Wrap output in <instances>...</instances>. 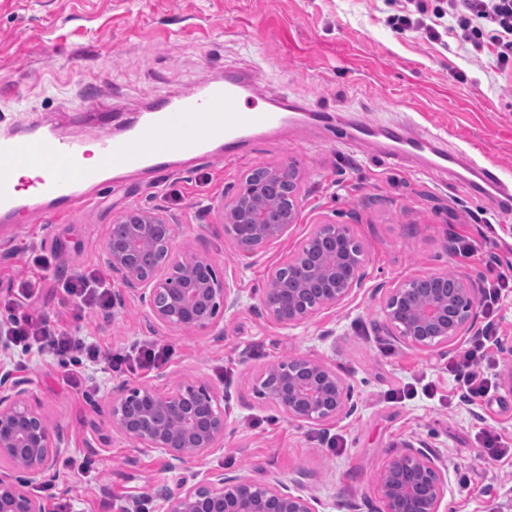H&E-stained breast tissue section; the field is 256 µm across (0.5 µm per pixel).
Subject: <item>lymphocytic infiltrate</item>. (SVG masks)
I'll return each instance as SVG.
<instances>
[{"label":"lymphocytic infiltrate","mask_w":512,"mask_h":512,"mask_svg":"<svg viewBox=\"0 0 512 512\" xmlns=\"http://www.w3.org/2000/svg\"><path fill=\"white\" fill-rule=\"evenodd\" d=\"M401 14L392 18L398 30H422L434 40L440 32L427 24L425 14L435 20L448 19L451 28L459 29L465 43L477 52L492 47L490 65L497 71L512 70V0H439L434 9H427L423 0H404ZM42 283L29 277L19 282L7 303L12 326V344L22 353L36 351L49 354L59 366L66 368L73 387H80L84 370L100 364L115 373L148 370L164 362L169 347L150 342L133 346L126 353L108 354L94 342L87 341L72 331L67 322L48 320L33 308ZM64 306L82 311L91 309L111 313L112 287L97 271H85L69 276L59 284ZM494 340L491 332L475 336L461 349L449 366V372L462 385L468 402L489 397L493 387L488 375L490 348Z\"/></svg>","instance_id":"obj_1"}]
</instances>
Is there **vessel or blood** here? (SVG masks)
Segmentation results:
<instances>
[{
    "mask_svg": "<svg viewBox=\"0 0 512 512\" xmlns=\"http://www.w3.org/2000/svg\"><path fill=\"white\" fill-rule=\"evenodd\" d=\"M247 82L213 79L174 97L160 98L143 116L129 123L124 134L102 133L98 118L90 117L87 140L58 137L36 113L0 127V224L15 223L18 214L62 217L90 204L97 192L111 184L116 172H162L187 159L235 160L257 136L287 126V113L242 104ZM350 139L371 146L391 164L417 159L424 172L463 169L473 178L471 187L493 194L512 213V183L496 167L480 164L449 151L436 133L423 136L401 125H352ZM97 146L95 164H86L87 143ZM21 168L36 169L35 179H17Z\"/></svg>",
    "mask_w": 512,
    "mask_h": 512,
    "instance_id": "obj_1",
    "label": "vessel or blood"
}]
</instances>
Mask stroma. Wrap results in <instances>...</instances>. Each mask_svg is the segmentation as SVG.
<instances>
[{
  "instance_id": "stroma-1",
  "label": "stroma",
  "mask_w": 512,
  "mask_h": 512,
  "mask_svg": "<svg viewBox=\"0 0 512 512\" xmlns=\"http://www.w3.org/2000/svg\"><path fill=\"white\" fill-rule=\"evenodd\" d=\"M399 10L397 0H0V121L35 109L61 135L78 138L83 109L96 105L110 110L108 127L118 135L157 95L234 72L249 75L258 105L285 98L344 118L339 125H288L248 145L237 161L137 174L67 216H33L18 236L0 231V320L8 317L16 282L37 273L43 286L36 311L74 322L103 350L144 341L173 349L166 363L147 371L89 369L88 399L51 359L34 352L21 358L13 348L0 354V373L25 382L33 404L60 425L62 458L96 461L86 476L57 468L47 512H56L60 499L70 512H98L107 492L127 506L148 493L149 512H165L181 481L217 471L298 488L318 499L321 512H374L377 471L405 443L419 441L448 466L444 512H512V456L480 455L487 431L512 446V359L493 349L492 398L462 401L448 374L450 356L388 336L374 292L381 283L448 271L482 285L493 281L499 265H512V215L500 214L494 198L472 194L462 177L385 163L348 142L346 122L355 115L438 130L449 148L488 158L512 180V73L492 72L488 54H472L458 32L432 41L421 31L395 29L390 18ZM291 162L303 174L296 224L264 251L242 255L220 226L222 204L252 169ZM154 206L175 217L177 247L208 258L240 289V306L219 315L211 332L158 324L116 277L111 315L87 310L77 319L58 303L65 277L106 271L101 246L113 219ZM325 220L350 225L361 242L366 284L347 305L299 328H280L260 301L269 270ZM458 238L476 245V253H454ZM39 255L50 260L42 272L33 264ZM298 355L345 375L357 394L353 415L325 428L300 425L259 396L257 376ZM182 380L209 384L233 412L222 448L174 469L161 451L134 452L106 406L121 386ZM424 382L435 385L433 398L389 397L404 384ZM331 435L342 436L345 448L329 450Z\"/></svg>"
}]
</instances>
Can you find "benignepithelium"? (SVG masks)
I'll return each instance as SVG.
<instances>
[{
    "label": "benign epithelium",
    "mask_w": 512,
    "mask_h": 512,
    "mask_svg": "<svg viewBox=\"0 0 512 512\" xmlns=\"http://www.w3.org/2000/svg\"><path fill=\"white\" fill-rule=\"evenodd\" d=\"M301 176L290 164L269 169L260 180L245 178L221 210L225 235L247 253L280 240L296 221L301 204ZM288 211V223L269 215L272 205ZM122 238L108 233L102 247L112 275L129 286H141L142 302L154 320L174 330L207 332L219 310L240 301L235 282L213 272L209 259L176 247L177 225L160 209L122 214ZM294 288L282 295L281 278ZM367 274L364 250L350 225H315L298 251L275 266L262 289L267 317L283 329L305 324L315 313L352 300ZM413 277L374 289L380 295L387 334L418 349L448 347L475 330L479 288L468 276L454 275L429 289L415 311L403 312L405 295L416 290ZM258 393L288 420L327 426L354 413V388L336 368L306 356L282 360L260 374ZM115 425L137 452L159 449L169 465L180 468L223 447L232 408L211 386L197 381L122 386L109 406ZM64 442L31 402L23 383L0 377V462L11 473L0 474V512H45L29 489L30 480L54 475L56 454ZM380 512H440L447 487V465L432 449L407 443L376 474ZM166 512H319L317 500L279 483L211 473L179 486L167 498Z\"/></svg>",
    "instance_id": "1"
}]
</instances>
